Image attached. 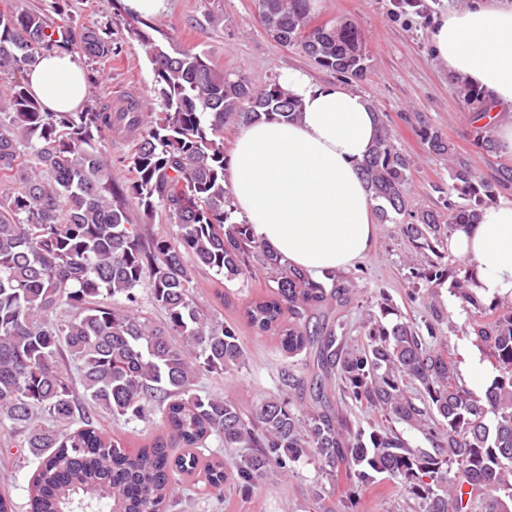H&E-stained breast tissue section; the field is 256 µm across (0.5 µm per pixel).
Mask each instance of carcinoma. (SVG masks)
<instances>
[{
    "label": "carcinoma",
    "instance_id": "cac0c4a2",
    "mask_svg": "<svg viewBox=\"0 0 512 512\" xmlns=\"http://www.w3.org/2000/svg\"><path fill=\"white\" fill-rule=\"evenodd\" d=\"M310 9V0H258L260 22L278 41L342 77H362L357 30L314 25ZM127 25L147 52L160 111L129 99L114 112L88 96L78 112H46L17 73L55 48L93 60L115 47L72 17L56 28L37 12L0 11V425L18 431L19 447L37 461L29 512H166L182 477L201 472L222 495L226 484L259 487L309 456L331 476L343 470L346 487L336 506L311 490V512H355L367 487L398 477L420 512H512V303L484 304L472 274L444 263L448 236L512 188V168L481 179L421 116L428 150L454 164L459 201L448 199L444 213L416 207L412 160L384 112L361 166L379 220L402 225L410 254L434 256L418 276L452 279L480 315L472 331L499 374L477 396L429 344L442 317L424 333L408 321L373 320L362 343L348 344L337 335L341 321L312 319L346 306L349 288H326L233 221L224 126L294 118L300 102L277 79L253 87L231 77L156 24L132 16ZM463 100L481 120L482 93L466 87ZM112 131L131 142L119 158L131 173L122 184L100 148ZM477 146L495 152L490 126L477 127ZM160 211L171 230L154 229ZM203 269L229 281L257 270L272 278L275 291L246 301L243 317L257 334L278 335L288 357H301L281 369L276 394L248 408L196 389L200 375L246 364L237 324L206 314L194 297ZM141 289L165 313L162 324L139 315ZM338 393L382 413L387 425L353 428L332 402ZM306 398L303 412L293 401ZM84 400L125 424L158 413L165 431L129 448L83 413ZM395 423L421 432L430 447L408 446ZM211 436L231 454L203 464L197 450ZM174 448L188 452L175 456Z\"/></svg>",
    "mask_w": 512,
    "mask_h": 512
}]
</instances>
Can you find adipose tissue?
Instances as JSON below:
<instances>
[{"label":"adipose tissue","instance_id":"obj_1","mask_svg":"<svg viewBox=\"0 0 512 512\" xmlns=\"http://www.w3.org/2000/svg\"><path fill=\"white\" fill-rule=\"evenodd\" d=\"M441 69L479 86L496 106L497 150L512 156V5L473 0L441 14L429 30ZM29 90L49 112H74L86 94L78 55L43 52L25 72ZM285 89L301 100L298 120H261L245 126L229 158L233 207L251 235L313 279L354 266L375 243L376 202L360 167L378 133L373 103L341 84L318 86L298 70L285 73ZM448 250L474 270V292L512 299V199L480 210L448 239Z\"/></svg>","mask_w":512,"mask_h":512}]
</instances>
